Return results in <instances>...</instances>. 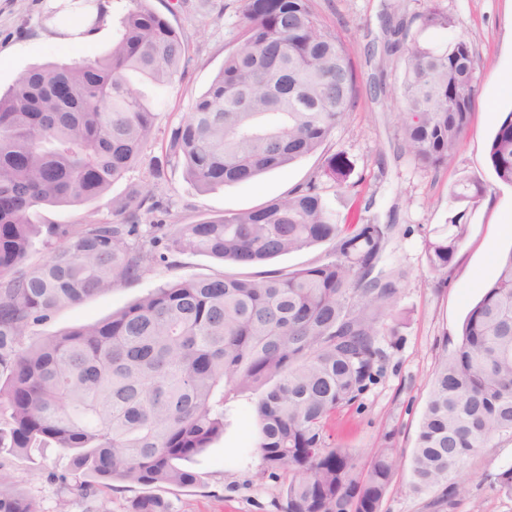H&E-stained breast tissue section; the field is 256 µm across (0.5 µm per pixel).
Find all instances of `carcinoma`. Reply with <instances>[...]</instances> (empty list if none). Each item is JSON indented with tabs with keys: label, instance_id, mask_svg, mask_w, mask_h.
Masks as SVG:
<instances>
[{
	"label": "carcinoma",
	"instance_id": "cac0c4a2",
	"mask_svg": "<svg viewBox=\"0 0 512 512\" xmlns=\"http://www.w3.org/2000/svg\"><path fill=\"white\" fill-rule=\"evenodd\" d=\"M110 50L21 72L0 91V453L53 446L73 452L68 493L96 496L113 480L193 485L179 465L224 431V404L273 383L255 404L263 471H286V512H381L397 467L379 445L368 463L336 444L328 422L381 377L379 336L396 333L399 289L372 276L390 226L339 222L312 182L243 212L193 224H138L157 209L153 184L112 200L113 222L37 224L42 205H82L104 194L155 136L152 102L135 86L180 77L189 47L149 0H131ZM393 47L406 67L397 97L405 153L433 172L460 151L478 66L454 34L455 17L430 0L406 19L386 5ZM417 28H412V24ZM242 34L224 68L172 129L171 147L200 190L249 181L318 151L351 111L356 75L336 27L314 0H242ZM448 33L434 42L429 30ZM488 160L512 187V111ZM350 161L322 175L348 184ZM486 192L464 176L448 192V224L426 241L429 269L447 274L469 217ZM49 243L29 263L34 240ZM240 267L321 243L336 258L261 278L189 277L111 317L37 346L23 338L59 307L141 278L166 261L161 238ZM512 437V250L470 308L454 347L438 359L412 456L413 488L438 491L436 510L463 492L452 481L466 458ZM0 512H43L0 468ZM126 512H174L157 496Z\"/></svg>",
	"mask_w": 512,
	"mask_h": 512
}]
</instances>
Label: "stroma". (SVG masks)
Here are the masks:
<instances>
[{"mask_svg":"<svg viewBox=\"0 0 512 512\" xmlns=\"http://www.w3.org/2000/svg\"><path fill=\"white\" fill-rule=\"evenodd\" d=\"M91 6L60 14L48 0H0V90L23 70L45 63H69L105 53L112 45L130 0H112L108 22L91 20ZM181 33L191 61L182 79L153 91L156 134L138 163L110 191L83 205L38 208L40 224H81L87 215L112 220V199L148 181L155 161L164 176L154 198L169 224H190L260 207L289 191L318 180L329 207L339 217L361 213L364 219L391 225L392 231L376 269L393 276L399 288L396 335H383L379 345L387 360L379 380L354 405L336 415L332 432L337 444L360 458L382 441L395 448L398 467L383 501L382 512H429L431 492L416 493L412 481V450L428 400L432 372L444 349L456 343L471 306L497 275L500 256L512 250V187L499 184L488 164L490 139L505 113L512 111V0H439L454 14L457 33L478 58L477 93L464 145L448 167L430 172L418 167L401 148V115L393 97L405 63L400 52L387 48L386 0H315L319 12L335 24L349 48L358 95L346 122L318 153L263 173L239 184L199 190L186 176L181 159L170 147L171 131L189 113L195 100L224 66V58L241 32L240 0H149ZM93 24L95 35L81 43L48 39V27ZM341 153L353 165L351 187L322 177L326 157ZM487 186L470 216L466 239L447 274L429 270L425 241L448 222V190L461 177ZM334 246L321 244L247 268L250 276L285 273L333 259ZM237 267L206 255L172 251L140 279L63 307L33 327L24 344L63 334L83 324L107 319L166 284L188 277H214ZM258 392L230 397L224 405V431L208 448L184 460L199 481L190 487L158 483L143 486L115 480L101 486L97 498L109 501L112 512H126L135 497L150 493L166 498L175 512H284L282 489L286 472L268 477L254 444L259 425L253 408ZM5 465L18 486L41 501L45 512H90L93 502L61 493L50 473L71 467V454L59 448L12 457ZM512 467V439L503 437L470 455L456 474L466 490L447 512H512V496L491 479Z\"/></svg>","mask_w":512,"mask_h":512,"instance_id":"obj_1","label":"stroma"}]
</instances>
